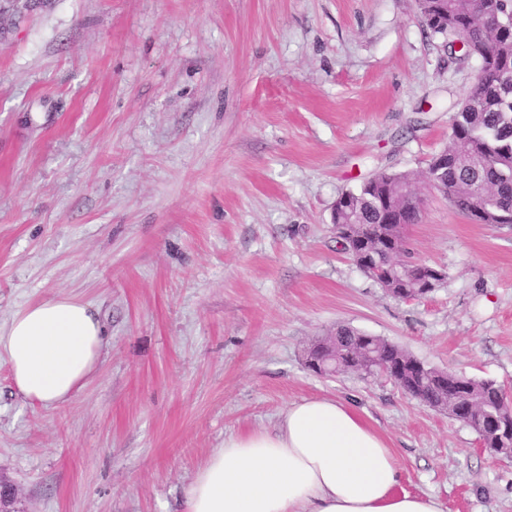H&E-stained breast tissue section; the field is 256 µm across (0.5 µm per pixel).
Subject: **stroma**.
I'll return each mask as SVG.
<instances>
[{
  "instance_id": "stroma-1",
  "label": "stroma",
  "mask_w": 512,
  "mask_h": 512,
  "mask_svg": "<svg viewBox=\"0 0 512 512\" xmlns=\"http://www.w3.org/2000/svg\"><path fill=\"white\" fill-rule=\"evenodd\" d=\"M416 0H49L0 44V325L64 295L106 334L97 371L45 409L0 367V482L16 512H184L230 436L289 403L350 402L402 490L512 512V459L386 374L321 376L340 324L512 397V226L427 185L398 301L336 242L333 205L426 170L478 69Z\"/></svg>"
}]
</instances>
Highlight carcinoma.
<instances>
[{"mask_svg": "<svg viewBox=\"0 0 512 512\" xmlns=\"http://www.w3.org/2000/svg\"><path fill=\"white\" fill-rule=\"evenodd\" d=\"M491 12L511 13L512 0H418L426 26L434 35H458L465 47L459 60H479L474 82L455 113L448 145L431 159L425 180L459 211L491 226L512 224V24L487 28L476 22L473 5ZM415 175L409 172L375 175L345 191L347 209H336V223L353 222L360 241L359 269L397 298L438 288L445 273L414 259L405 248L404 228L388 224V209L403 213L409 224L420 216L406 210L404 188L411 195ZM336 339V372L388 370L397 366L396 382L409 395L432 408L448 406V416L470 426L484 444L494 441L489 416L508 409L503 390L488 380L464 379L450 389L439 381L442 371L416 367L417 359L380 338H363L352 328L314 338L308 358L323 361L330 339Z\"/></svg>", "mask_w": 512, "mask_h": 512, "instance_id": "1", "label": "carcinoma"}]
</instances>
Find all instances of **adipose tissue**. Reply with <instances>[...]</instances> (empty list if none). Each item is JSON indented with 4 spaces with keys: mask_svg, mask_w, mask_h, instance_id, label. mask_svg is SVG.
I'll list each match as a JSON object with an SVG mask.
<instances>
[{
    "mask_svg": "<svg viewBox=\"0 0 512 512\" xmlns=\"http://www.w3.org/2000/svg\"><path fill=\"white\" fill-rule=\"evenodd\" d=\"M105 344L95 306L57 296L0 327V366L25 400L52 408L84 387ZM399 482L392 448L347 402L306 398L274 430L225 439L189 484L185 512H444Z\"/></svg>",
    "mask_w": 512,
    "mask_h": 512,
    "instance_id": "ef3b65f1",
    "label": "adipose tissue"
}]
</instances>
